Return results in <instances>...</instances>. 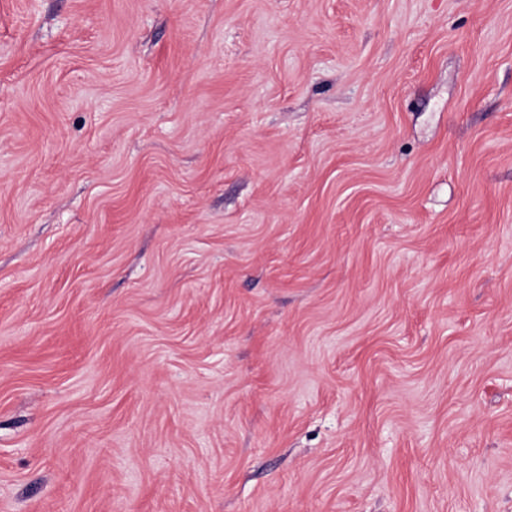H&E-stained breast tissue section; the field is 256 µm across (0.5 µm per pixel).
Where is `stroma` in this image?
I'll use <instances>...</instances> for the list:
<instances>
[{
  "mask_svg": "<svg viewBox=\"0 0 512 512\" xmlns=\"http://www.w3.org/2000/svg\"><path fill=\"white\" fill-rule=\"evenodd\" d=\"M0 512H512V0H0Z\"/></svg>",
  "mask_w": 512,
  "mask_h": 512,
  "instance_id": "1",
  "label": "stroma"
}]
</instances>
